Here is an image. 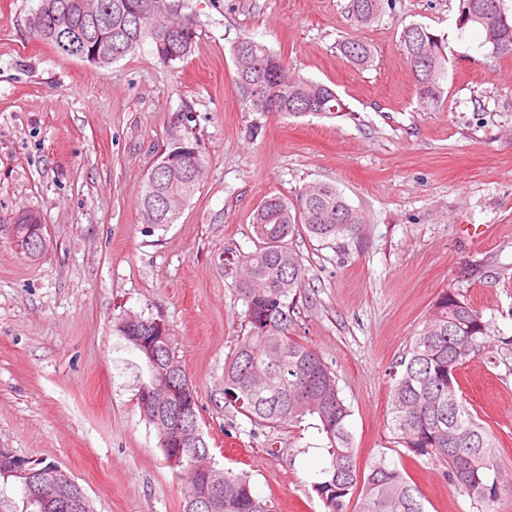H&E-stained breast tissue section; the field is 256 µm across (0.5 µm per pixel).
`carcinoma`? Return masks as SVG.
Wrapping results in <instances>:
<instances>
[{
  "label": "carcinoma",
  "mask_w": 512,
  "mask_h": 512,
  "mask_svg": "<svg viewBox=\"0 0 512 512\" xmlns=\"http://www.w3.org/2000/svg\"><path fill=\"white\" fill-rule=\"evenodd\" d=\"M80 0H38L29 28L59 55L80 58L73 43H64L57 27L67 17L74 36L97 44L100 20L79 8ZM109 19L111 45L100 48L98 67L136 52L150 43L160 63L170 66L191 53L195 29L177 16L175 0H101ZM383 0H350L349 11L360 25L376 19ZM459 26L472 24L484 43L500 57H512V17L504 0H460ZM400 45L413 74L417 104L435 111L444 102L448 45L420 24L405 27ZM350 63L365 68L373 62L371 47L350 37L339 44ZM235 86L255 112L331 114L344 103L331 87L290 74L281 55L250 37L232 48ZM179 149L188 158L170 166L155 163L139 188L141 223L173 224L180 212L159 209V200L179 196L188 202L197 182L187 175L188 162L205 166L206 152L195 132L181 119L170 126L166 151ZM362 214L327 182L306 186L296 201L273 195L258 208L252 222L257 247L244 257L245 275L237 290L246 310L244 334L224 364V400L260 427L295 426L310 417L327 440L329 465L315 491L327 512H424L417 488L396 465L380 459L369 471L358 472L353 438L348 429L350 406L341 396L331 365L310 346L291 336L298 302L305 288L302 258L288 247V237L302 230L327 244L358 239ZM489 324L480 311L448 289L433 303L409 349L389 372L391 418L395 439L416 457L445 468L457 493L467 496L477 512H493L505 492L501 459L492 435L470 413L454 371L490 343ZM162 359L173 361L179 387L188 384L185 369L173 349ZM224 500L223 512H270L256 497L245 473L223 469L215 486Z\"/></svg>",
  "instance_id": "carcinoma-1"
}]
</instances>
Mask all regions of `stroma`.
Segmentation results:
<instances>
[{
	"instance_id": "stroma-1",
	"label": "stroma",
	"mask_w": 512,
	"mask_h": 512,
	"mask_svg": "<svg viewBox=\"0 0 512 512\" xmlns=\"http://www.w3.org/2000/svg\"><path fill=\"white\" fill-rule=\"evenodd\" d=\"M177 3L197 31L188 58L168 67L145 48L101 68L32 35L36 0H0V219L32 208L49 230L35 258L0 228V448L57 463L93 512H183L186 477L137 404L146 367L115 330L131 311L169 328L217 466L246 473L271 512H326L314 489L323 436L255 427L223 394L253 215L267 196L324 181L365 221L345 247L291 240L306 268L292 334L335 371L358 469L386 457L425 512H477L440 465L396 442L388 371L443 290L481 311L491 343L457 380L512 474V58L494 57L479 28L458 29L459 0H384L365 27L349 0ZM413 23L448 38L434 112L419 110L400 46ZM245 36L336 90L344 111H249L231 55ZM349 36L370 45V67L341 54ZM185 111L207 164L178 221L153 229L138 188Z\"/></svg>"
}]
</instances>
